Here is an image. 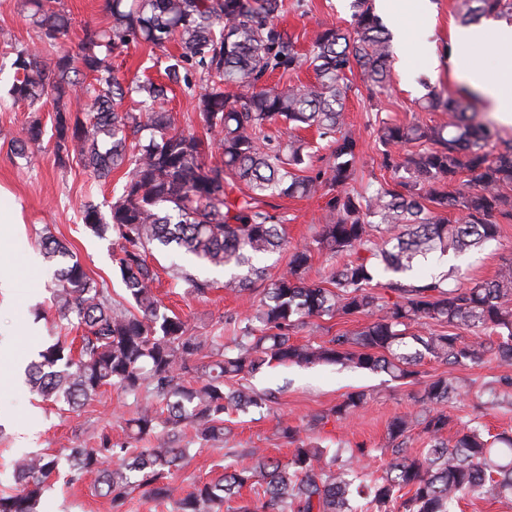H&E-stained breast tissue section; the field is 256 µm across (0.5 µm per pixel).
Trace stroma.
<instances>
[{
    "mask_svg": "<svg viewBox=\"0 0 512 512\" xmlns=\"http://www.w3.org/2000/svg\"><path fill=\"white\" fill-rule=\"evenodd\" d=\"M71 19L66 47L76 46L84 22L107 26L111 18L104 0H62ZM401 0H382L378 11L394 35L395 60L391 85L380 96L378 106H370L362 89L360 71L349 79L354 86L346 102L345 122L361 142L356 188L392 180L381 168V147L373 132L375 117L399 124L435 125L446 122L447 113L424 112L414 103L423 95L419 77L440 92L469 89L464 71L449 63L434 65L444 50L462 57L469 66L496 73L497 52L492 42L480 45L456 44L453 35L460 25L455 18V0H430L426 14L417 20L405 19ZM287 11L280 25L307 51L314 30L326 26L350 27V0H286ZM40 31L28 16L24 0H0V187L9 191L20 209L23 224L0 225V492L15 489L14 460L27 453H48L64 458L68 449L93 447L101 433L113 442L126 438L125 421L148 406L147 398L127 396L119 387L103 388L101 394L77 410L53 405L33 395L24 380V369L43 346L76 336L75 327L61 322L52 304L54 270L44 262L40 250L43 231H50L77 256L89 276L104 283L114 300L125 298L124 285L113 273L111 240L87 230L80 220V206L87 199L111 200L119 193L122 172H114L104 182L97 181L77 160L59 162L53 146L35 153L18 154L13 141L23 135L29 121L40 119L44 128L55 121V104L46 100L40 112H29L12 103L7 95L12 81L9 62L16 50L39 42ZM326 200L288 196L265 198L264 209L284 216L289 244L307 240L319 229ZM512 260V223L502 225L498 237L482 247L461 255H448L417 269V277L454 272L462 284L495 277L503 261ZM149 261L159 275L157 295L163 306L187 321L197 336L233 334L226 320L249 313L247 298L224 288L220 270L202 269L212 280L206 294L196 295L175 287L170 272L178 258L172 252H157ZM427 377L444 375L458 380L463 390L444 409L449 415L443 437L454 440L458 431L471 424L485 426L491 434L512 432V404L505 393H493L496 380L512 378V365L490 359L479 365L448 367L423 361ZM245 385L271 399L263 409L231 413L225 418L227 430L222 443L197 440L186 432L193 452L182 467L173 471V487H189L207 481L233 465L250 449L288 459L292 446L281 434L282 425L298 427L305 441L329 448L363 446L369 454L364 471L370 479L383 476L391 456L386 446V430L392 418L417 407L418 384L394 380L384 373L341 368L335 365L311 367L274 366L245 377ZM363 391L367 404L347 419L339 420L330 410L352 392ZM42 512H112L107 498L97 495L91 483L70 484L58 480L43 496Z\"/></svg>",
    "mask_w": 512,
    "mask_h": 512,
    "instance_id": "35a3bbf8",
    "label": "stroma"
}]
</instances>
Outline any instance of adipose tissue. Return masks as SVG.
I'll list each match as a JSON object with an SVG mask.
<instances>
[{"label":"adipose tissue","mask_w":512,"mask_h":512,"mask_svg":"<svg viewBox=\"0 0 512 512\" xmlns=\"http://www.w3.org/2000/svg\"><path fill=\"white\" fill-rule=\"evenodd\" d=\"M490 35L494 36L498 49L499 73L492 76L477 69L470 73L469 81L473 87L495 99L499 112L512 118V92L503 88L504 80L512 77V24L497 22L489 30L481 28L460 31L456 34V40L462 44H477L484 42Z\"/></svg>","instance_id":"obj_1"}]
</instances>
